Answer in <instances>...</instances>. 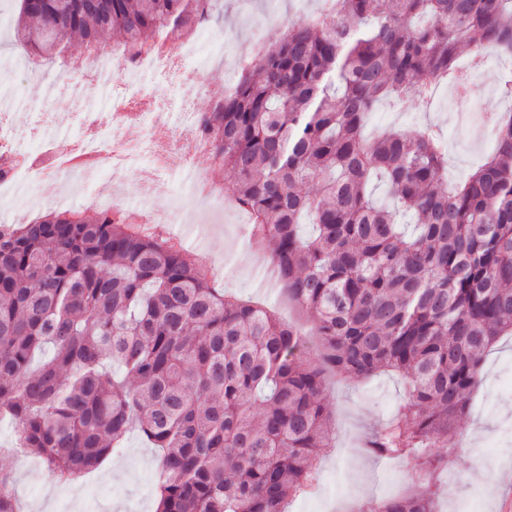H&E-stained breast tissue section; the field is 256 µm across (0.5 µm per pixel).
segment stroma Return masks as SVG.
Wrapping results in <instances>:
<instances>
[{"mask_svg": "<svg viewBox=\"0 0 512 512\" xmlns=\"http://www.w3.org/2000/svg\"><path fill=\"white\" fill-rule=\"evenodd\" d=\"M223 9L196 33L202 50L217 46L230 56L250 58L256 39L271 43L288 28L315 13L320 0H223ZM17 0H0V140L21 153H34L48 143L77 135L81 116L57 127L45 115L62 109L55 96L63 67L35 66L15 46ZM178 78L150 72L140 90L164 101L170 123L179 137L194 139L192 113L180 110ZM437 129L448 155V179L457 182L484 163L493 144L477 141L481 126L477 118L462 121L456 107L441 104L424 112L413 103L385 100L372 113L373 130L394 128L412 134L423 126ZM59 194L69 208L94 215L87 195L113 192L111 175L94 178L81 188L76 176L61 175ZM170 193L158 200L167 207L186 202L187 212L179 224L167 225L192 257L210 263V273L229 293L266 304L282 318L305 324L306 318L289 301L282 286L267 271L270 247L252 241L248 217L239 210L208 203L195 197L188 174L168 178ZM405 381L395 374L356 379L327 373L323 402L329 412L333 434L318 453L319 486L307 498H291L286 512H354L362 502L406 491H424L407 468L396 461L378 459L362 448L365 437L379 428L402 404ZM16 438L11 421L0 422V467L15 475V492L27 512H155L152 480L156 451L139 432L130 433L122 450L110 456L120 466V478L99 472L80 482L60 485L52 481L35 457L17 461L8 449ZM438 512H501L512 495V336L501 337L485 358L481 382L471 391L466 416L457 428V445L448 451V470L436 479Z\"/></svg>", "mask_w": 512, "mask_h": 512, "instance_id": "obj_1", "label": "stroma"}]
</instances>
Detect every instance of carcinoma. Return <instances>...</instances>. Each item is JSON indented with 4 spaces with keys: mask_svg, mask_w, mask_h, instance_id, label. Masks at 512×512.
Masks as SVG:
<instances>
[{
    "mask_svg": "<svg viewBox=\"0 0 512 512\" xmlns=\"http://www.w3.org/2000/svg\"><path fill=\"white\" fill-rule=\"evenodd\" d=\"M214 0H19L15 44L60 62L78 35L132 59L147 36L188 37ZM251 62L196 133L212 145L250 234L321 341L227 294L181 245L127 218L52 210L0 224V416L59 482L99 467L140 430L159 450L156 512H282L315 486L330 437L324 374L406 380L405 402L364 447L418 481L448 468V440L485 354L512 335V113L493 155L448 186L436 132L363 134L385 99L424 96L462 46L512 61V0H324ZM387 195L417 217L405 237ZM314 183L317 192L302 186ZM308 216L317 235L300 234ZM261 413L253 417L252 408ZM0 468V512H21ZM360 512H434L399 494Z\"/></svg>",
    "mask_w": 512,
    "mask_h": 512,
    "instance_id": "obj_1",
    "label": "carcinoma"
}]
</instances>
